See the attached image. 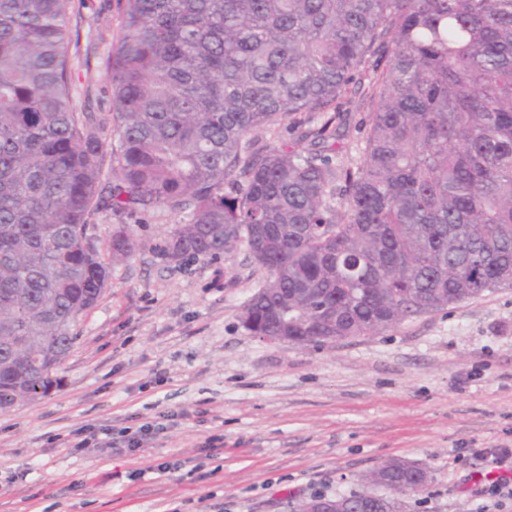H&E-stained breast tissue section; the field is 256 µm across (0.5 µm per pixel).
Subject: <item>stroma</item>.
Masks as SVG:
<instances>
[{"label": "stroma", "instance_id": "obj_1", "mask_svg": "<svg viewBox=\"0 0 512 512\" xmlns=\"http://www.w3.org/2000/svg\"><path fill=\"white\" fill-rule=\"evenodd\" d=\"M81 13L90 55L73 61L75 105L108 112L119 0ZM178 221L93 216L96 239L126 224L137 248L79 318L52 388L0 411V512H287L395 458L431 475L405 512H512L477 481L493 449L512 448V288L319 350L270 345L239 321L263 271L242 247L172 269L158 247ZM147 422L165 425L149 457L76 446ZM176 459L181 470L160 472Z\"/></svg>", "mask_w": 512, "mask_h": 512}]
</instances>
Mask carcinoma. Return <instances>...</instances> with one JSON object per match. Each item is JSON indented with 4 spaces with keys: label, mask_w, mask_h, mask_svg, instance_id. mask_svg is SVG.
Instances as JSON below:
<instances>
[{
    "label": "carcinoma",
    "mask_w": 512,
    "mask_h": 512,
    "mask_svg": "<svg viewBox=\"0 0 512 512\" xmlns=\"http://www.w3.org/2000/svg\"><path fill=\"white\" fill-rule=\"evenodd\" d=\"M72 8L0 0L1 410L48 391L135 252L124 224L98 246L100 208L181 216L175 269L244 247L265 277L241 316L268 336H376L512 288V0H124L109 113L74 105ZM415 479L339 499L402 512Z\"/></svg>",
    "instance_id": "obj_1"
}]
</instances>
